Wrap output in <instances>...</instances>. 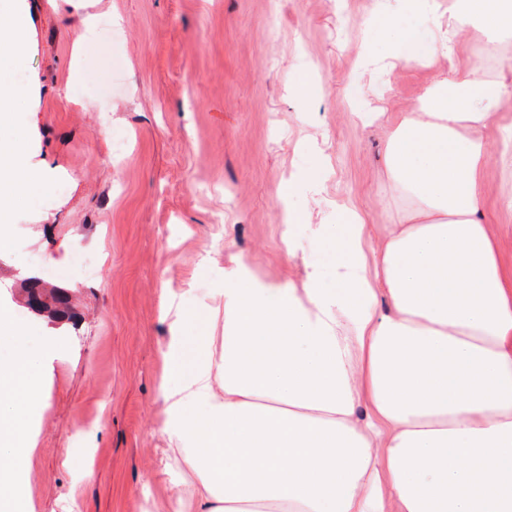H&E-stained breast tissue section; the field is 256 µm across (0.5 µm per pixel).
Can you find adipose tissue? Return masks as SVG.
<instances>
[{
    "label": "adipose tissue",
    "instance_id": "1",
    "mask_svg": "<svg viewBox=\"0 0 512 512\" xmlns=\"http://www.w3.org/2000/svg\"><path fill=\"white\" fill-rule=\"evenodd\" d=\"M0 26V122L26 85L8 56L22 55L28 15L11 5ZM479 24L512 35V0H450L430 39L402 33L400 67L452 58L459 31ZM512 86L466 74L440 78L392 120L384 173L410 200L415 223L389 225L376 248L363 213L336 207L315 224L334 246L336 285L316 265L301 284L258 279L229 254L220 299L224 333L188 340L174 311L164 388L166 463L185 472L177 512H512V276L484 221L482 164L490 142L512 170ZM20 142L0 138V226L17 200L47 193ZM63 339L45 337L39 362L24 348L0 361V512H34L19 492L45 402L48 365Z\"/></svg>",
    "mask_w": 512,
    "mask_h": 512
}]
</instances>
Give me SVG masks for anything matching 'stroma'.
I'll return each mask as SVG.
<instances>
[{"label": "stroma", "mask_w": 512, "mask_h": 512, "mask_svg": "<svg viewBox=\"0 0 512 512\" xmlns=\"http://www.w3.org/2000/svg\"><path fill=\"white\" fill-rule=\"evenodd\" d=\"M369 0H22L29 17L21 76L30 88L0 135L27 142L30 165L67 190L44 208L21 205L0 248V308L40 355L42 336L67 337L44 384L46 406L26 488L36 512H174L181 469L165 466L160 385L172 330L166 301L208 316L186 335L224 332L212 319L228 287L231 253L259 278L298 282L308 262L334 285L331 253L298 224L285 259L281 194L289 174L323 161L317 189L296 191L297 210L325 201L356 206L370 224H398L406 204L383 174L386 125L362 123L361 92L376 79L377 107L409 111L450 72L478 70L512 83V37L467 28L451 64L370 76L356 47L377 57L394 31H432L423 4L382 0L388 25L371 24ZM99 21L85 29L81 20ZM86 42L87 54L76 51ZM306 81L313 103L292 88ZM481 190L485 219L512 192L497 147ZM99 257L97 274H69L73 253ZM65 270L78 317L58 323L28 310L20 278Z\"/></svg>", "instance_id": "obj_1"}]
</instances>
